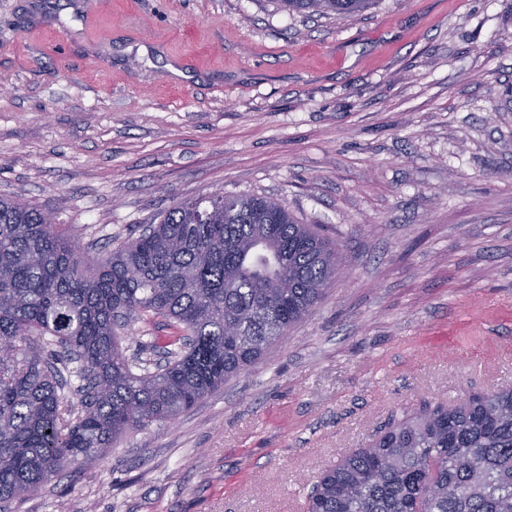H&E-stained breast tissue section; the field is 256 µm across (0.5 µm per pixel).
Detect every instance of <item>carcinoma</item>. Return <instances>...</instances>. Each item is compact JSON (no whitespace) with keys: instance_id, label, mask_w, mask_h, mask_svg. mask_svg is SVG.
<instances>
[{"instance_id":"cac0c4a2","label":"carcinoma","mask_w":512,"mask_h":512,"mask_svg":"<svg viewBox=\"0 0 512 512\" xmlns=\"http://www.w3.org/2000/svg\"><path fill=\"white\" fill-rule=\"evenodd\" d=\"M350 15L373 0H279ZM342 274L339 249L262 196L176 202L92 265L52 212L0 198V503L190 409L308 317ZM173 321L165 364L124 353L116 329ZM77 362L80 406L62 371ZM306 512H512V389L394 419L314 484Z\"/></svg>"}]
</instances>
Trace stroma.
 <instances>
[{"label": "stroma", "mask_w": 512, "mask_h": 512, "mask_svg": "<svg viewBox=\"0 0 512 512\" xmlns=\"http://www.w3.org/2000/svg\"><path fill=\"white\" fill-rule=\"evenodd\" d=\"M218 192L320 225L343 276L220 391L1 512H303L392 418L512 387V0H0V196L92 262ZM171 333L122 345L154 364ZM288 14L350 15L365 11L373 0H279Z\"/></svg>", "instance_id": "stroma-1"}]
</instances>
